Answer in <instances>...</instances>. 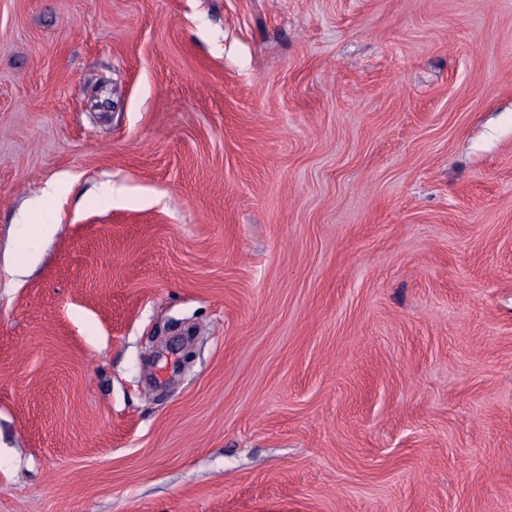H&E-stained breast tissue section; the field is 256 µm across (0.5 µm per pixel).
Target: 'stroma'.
<instances>
[{
  "label": "stroma",
  "instance_id": "35a3bbf8",
  "mask_svg": "<svg viewBox=\"0 0 512 512\" xmlns=\"http://www.w3.org/2000/svg\"><path fill=\"white\" fill-rule=\"evenodd\" d=\"M0 512H512V0H0Z\"/></svg>",
  "mask_w": 512,
  "mask_h": 512
}]
</instances>
